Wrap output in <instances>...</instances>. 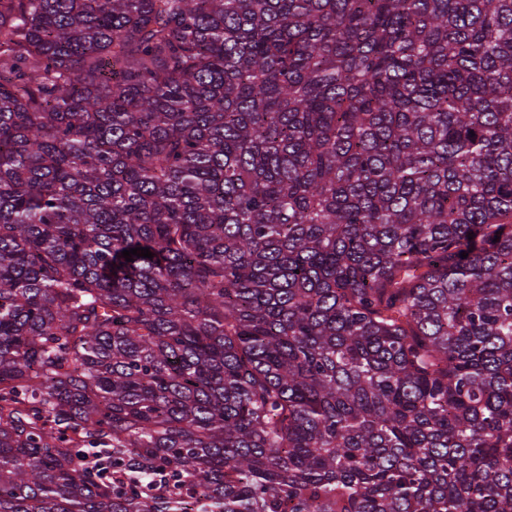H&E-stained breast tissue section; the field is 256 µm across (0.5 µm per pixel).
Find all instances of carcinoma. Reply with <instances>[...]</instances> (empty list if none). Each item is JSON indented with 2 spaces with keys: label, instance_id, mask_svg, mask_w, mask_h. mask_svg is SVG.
<instances>
[{
  "label": "carcinoma",
  "instance_id": "carcinoma-1",
  "mask_svg": "<svg viewBox=\"0 0 512 512\" xmlns=\"http://www.w3.org/2000/svg\"><path fill=\"white\" fill-rule=\"evenodd\" d=\"M0 512H512V0H0Z\"/></svg>",
  "mask_w": 512,
  "mask_h": 512
}]
</instances>
